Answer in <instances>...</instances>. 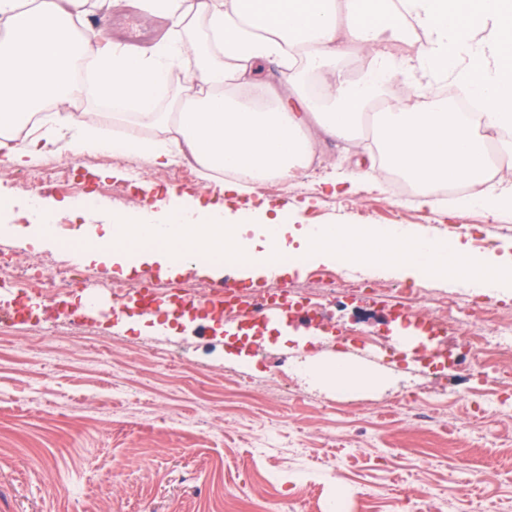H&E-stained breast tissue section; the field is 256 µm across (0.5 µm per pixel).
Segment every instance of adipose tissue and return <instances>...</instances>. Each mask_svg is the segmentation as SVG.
Returning a JSON list of instances; mask_svg holds the SVG:
<instances>
[{
    "label": "adipose tissue",
    "instance_id": "obj_1",
    "mask_svg": "<svg viewBox=\"0 0 512 512\" xmlns=\"http://www.w3.org/2000/svg\"><path fill=\"white\" fill-rule=\"evenodd\" d=\"M123 0H0V124H22L42 101L59 106L40 136L17 141L0 133V166L23 168L45 144L68 139L80 149L112 151L162 168L195 161L239 171L224 184L241 194L275 177L307 167L315 125L326 136L354 138L380 90L403 68L449 77L480 100V112L456 111L431 96L424 105L372 114L376 163L398 170L431 203V187L464 184L470 191L452 205L456 214L479 206L512 213V183L481 191L487 174L512 168V0H132L143 21L166 19L170 37L148 49L113 43L88 53L79 35L86 5L118 8ZM202 21L201 39L188 37ZM422 31L425 41L406 57L396 48ZM371 59L360 80L336 67L342 46ZM90 55L98 96L124 101L134 116L165 136L150 141L112 140L69 104L75 63ZM286 62L287 86H269L263 102L228 96L243 87L266 59ZM185 68L190 94L181 111L164 112L175 68ZM315 72L320 93L302 89L303 70ZM161 209L113 212L109 223L84 233L79 259L122 269L156 265L177 277L198 256L205 273L233 264L239 277L258 279L292 273L296 259L315 264H361L407 281L465 283L475 293L512 297V248L493 247L474 256L460 241L439 240L405 229L364 224L296 225L271 203L251 210L184 202L169 190ZM311 382L339 391L381 381L378 372L353 365L347 354L310 362Z\"/></svg>",
    "mask_w": 512,
    "mask_h": 512
}]
</instances>
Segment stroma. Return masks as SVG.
I'll use <instances>...</instances> for the list:
<instances>
[{"instance_id":"stroma-1","label":"stroma","mask_w":512,"mask_h":512,"mask_svg":"<svg viewBox=\"0 0 512 512\" xmlns=\"http://www.w3.org/2000/svg\"><path fill=\"white\" fill-rule=\"evenodd\" d=\"M100 40L148 47L169 24L143 22L135 9L96 10L87 18ZM455 93L452 79L430 80L408 69L380 94L401 109L422 104L434 91ZM370 128L353 141L315 138L310 168L270 179L240 195L241 203L269 201L303 224H380L467 242L512 245V214L480 207L455 216L447 200L434 210L398 197L384 179L359 189L332 188L331 179L366 158ZM141 176L131 180L130 167ZM200 199L224 200L219 184L178 167L149 168L112 152L89 153L57 142L19 169L0 167V192L16 202L0 232V281L35 274L51 263L70 265L68 243L83 219L72 206L93 202L98 221L165 199L168 188ZM57 202L55 243L33 251L25 242L34 216L31 197ZM83 281L68 300L80 306L90 292L112 284L160 285L170 292L210 283L186 270L176 279L159 267L123 271L83 266ZM224 275L246 293L285 288L314 294L336 278L354 298H322L317 343L299 346L306 322L286 331L234 336L233 319L193 325L156 313L143 327H115L108 311L88 315L84 338H68L66 321L41 310L38 322L58 328L55 343L30 345L33 325L0 317V512H321L337 488L350 512H409L430 495L431 512H512V403L480 419L471 401L483 378L464 364L459 335L469 329V290L439 281L419 285L336 265L302 263L293 273L256 281ZM394 290L409 298L416 316L442 319L439 301L453 299L454 331L447 355L424 364L393 349L394 323L368 304L363 292ZM373 337L378 351L353 352L351 337ZM352 351L362 366L389 373L387 384L353 393L350 405L309 383L295 364L308 357ZM446 391V403L430 396Z\"/></svg>"}]
</instances>
